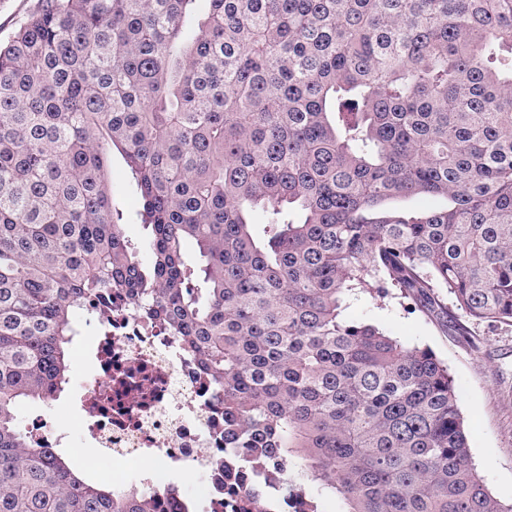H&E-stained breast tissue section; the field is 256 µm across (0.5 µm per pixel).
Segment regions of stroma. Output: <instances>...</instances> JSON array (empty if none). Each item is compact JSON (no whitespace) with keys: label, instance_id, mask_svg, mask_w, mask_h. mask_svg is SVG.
Instances as JSON below:
<instances>
[{"label":"stroma","instance_id":"1","mask_svg":"<svg viewBox=\"0 0 512 512\" xmlns=\"http://www.w3.org/2000/svg\"><path fill=\"white\" fill-rule=\"evenodd\" d=\"M113 202L133 250L145 253L148 231L140 222L142 201L131 172L119 151L108 156ZM347 320L376 325L412 346L431 349L448 366L459 394V409L468 433L472 462L487 489L504 504H512V327L475 322L471 338H463L393 296L362 293L344 311ZM72 375L51 406L24 402L17 408L19 423L48 412L68 440L64 453L79 471L97 478L92 462L102 455L78 422V395L95 373L89 333L75 337L70 347Z\"/></svg>","mask_w":512,"mask_h":512}]
</instances>
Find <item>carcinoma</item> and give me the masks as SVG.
<instances>
[{"label":"carcinoma","mask_w":512,"mask_h":512,"mask_svg":"<svg viewBox=\"0 0 512 512\" xmlns=\"http://www.w3.org/2000/svg\"><path fill=\"white\" fill-rule=\"evenodd\" d=\"M198 2L36 0L0 46V512H154L16 416L57 400L114 288L223 390L247 496L512 512L447 365L343 317L393 289L457 336L444 292L512 326V0ZM114 147L146 260L115 220Z\"/></svg>","instance_id":"1"}]
</instances>
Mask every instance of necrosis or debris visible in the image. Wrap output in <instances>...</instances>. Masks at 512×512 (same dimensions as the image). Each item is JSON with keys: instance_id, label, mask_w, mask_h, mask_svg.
<instances>
[{"instance_id": "necrosis-or-debris-1", "label": "necrosis or debris", "mask_w": 512, "mask_h": 512, "mask_svg": "<svg viewBox=\"0 0 512 512\" xmlns=\"http://www.w3.org/2000/svg\"><path fill=\"white\" fill-rule=\"evenodd\" d=\"M96 372L80 420L114 459H151L137 491L155 512H242L243 495L224 481L223 396L178 338L113 292L108 323H95ZM200 465L207 483L188 499L169 479L173 465Z\"/></svg>"}]
</instances>
